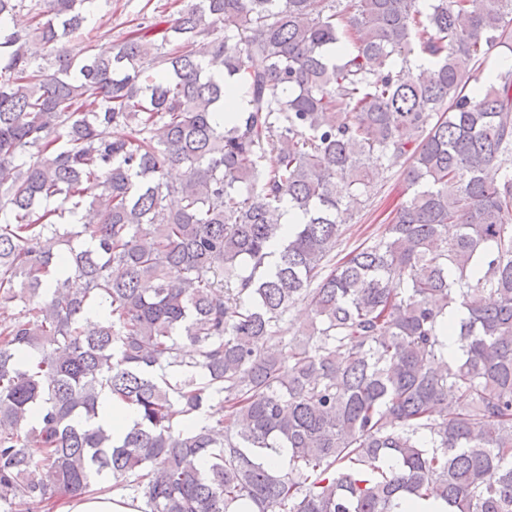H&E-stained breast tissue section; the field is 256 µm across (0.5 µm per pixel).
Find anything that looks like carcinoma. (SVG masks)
<instances>
[{
  "instance_id": "carcinoma-1",
  "label": "carcinoma",
  "mask_w": 512,
  "mask_h": 512,
  "mask_svg": "<svg viewBox=\"0 0 512 512\" xmlns=\"http://www.w3.org/2000/svg\"><path fill=\"white\" fill-rule=\"evenodd\" d=\"M90 2L0 0V502L108 474L148 512H512V0H178L109 55ZM367 161L412 194L335 262ZM309 309L306 304H299L292 309L278 322V335L282 338L283 343L287 344L288 340L299 332L309 323ZM135 419L133 412L115 402L110 396L103 395L98 403V417L90 423L110 430L113 442L120 444Z\"/></svg>"
}]
</instances>
